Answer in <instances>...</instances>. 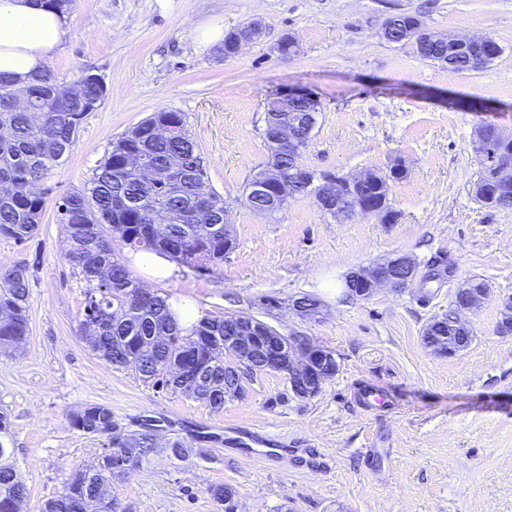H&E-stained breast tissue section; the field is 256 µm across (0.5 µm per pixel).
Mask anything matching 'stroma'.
I'll list each match as a JSON object with an SVG mask.
<instances>
[{"instance_id":"35a3bbf8","label":"stroma","mask_w":512,"mask_h":512,"mask_svg":"<svg viewBox=\"0 0 512 512\" xmlns=\"http://www.w3.org/2000/svg\"><path fill=\"white\" fill-rule=\"evenodd\" d=\"M394 13L441 34L492 37L501 52L483 70H448L383 38ZM253 19L261 39L236 56L207 36ZM66 21L68 38L47 67L65 84L98 74L106 95L39 186L37 237L22 246L0 236V268L24 267L29 280L30 334L16 354L0 353L23 512H40L96 461L102 439L69 424L96 403L127 430L152 424L160 445L138 472L113 480L121 512H219L214 484L237 490L240 512H512V335L497 332L512 297V209H488L471 192L477 125L512 129V0H74ZM287 36L299 51L283 57ZM296 87L320 101L303 166L353 175L406 163L388 195L394 222H339L309 197L271 217L248 207L244 188L267 160L263 103ZM165 110L185 114L236 246L210 271L156 281L135 267L132 277L205 317L248 313L310 336L338 363L316 397L292 398L282 377L258 374L217 412L153 390L82 340L87 283L65 257L58 205L84 189L118 137ZM397 254L417 261L420 280L365 300L348 295L346 273ZM436 261L451 274L428 279ZM471 278L490 289L468 316L473 340L437 355L423 330ZM304 295L320 299L319 317L290 310ZM356 382L379 387L383 407L364 412ZM237 429L285 442L288 453L273 461L262 446L236 445L228 434ZM174 438L188 447L183 460L165 450Z\"/></svg>"}]
</instances>
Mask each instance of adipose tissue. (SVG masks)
Returning <instances> with one entry per match:
<instances>
[{"mask_svg": "<svg viewBox=\"0 0 512 512\" xmlns=\"http://www.w3.org/2000/svg\"><path fill=\"white\" fill-rule=\"evenodd\" d=\"M61 14L43 0H0V72L25 83L67 38Z\"/></svg>", "mask_w": 512, "mask_h": 512, "instance_id": "obj_1", "label": "adipose tissue"}]
</instances>
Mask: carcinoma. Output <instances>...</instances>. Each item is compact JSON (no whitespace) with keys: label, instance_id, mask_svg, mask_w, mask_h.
<instances>
[{"label":"carcinoma","instance_id":"obj_1","mask_svg":"<svg viewBox=\"0 0 512 512\" xmlns=\"http://www.w3.org/2000/svg\"><path fill=\"white\" fill-rule=\"evenodd\" d=\"M24 94L39 111L16 110L14 97ZM83 121L65 97V86L44 69L23 87L0 75V183L13 191L0 193V236L23 244L39 232L43 197L35 186L60 161L56 148L71 151ZM167 123L174 133L157 136L150 125ZM268 163L282 171L298 168L288 152L267 145ZM145 156L155 169L148 178L127 167L129 151ZM475 185L485 193L475 195L483 206L512 208V181H492V169L479 159ZM323 185L313 182L288 189L287 199L320 198ZM61 222L65 228L67 260L79 268L85 292L80 328L83 340L97 356L133 372L153 388L196 398L199 383L190 378L173 382L168 365L187 355L211 365L213 387L207 405L224 409V317L204 318L185 334L173 318L168 297L154 294L152 302L139 300L141 285L133 279L121 257L124 249L152 252L173 258L182 266L213 269L224 262V199L207 184L203 160L197 151L183 113L156 112L122 134L105 161L96 169L89 187L62 199ZM28 279L22 267L0 270V350L12 352L29 335ZM70 425L85 434L104 439L105 448L95 464L76 471L63 493L48 499L41 512H115L107 488L112 480L129 473L114 469L111 449L130 448L132 468L140 470L156 453L149 433L129 434L112 422V408L89 404L73 412ZM10 421L0 410V512H15L27 496V487L6 446ZM208 493L221 512L233 507L236 491L224 484Z\"/></svg>","mask_w":512,"mask_h":512}]
</instances>
